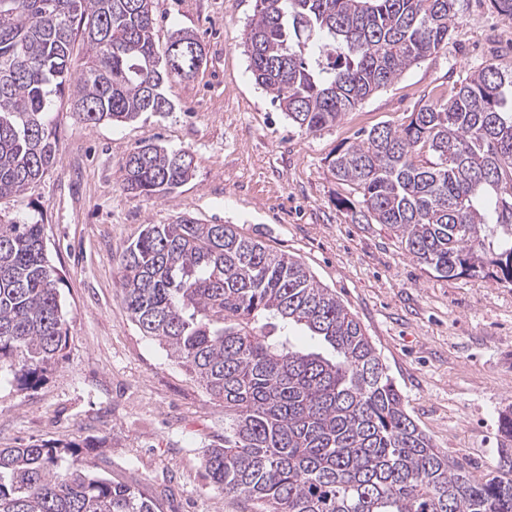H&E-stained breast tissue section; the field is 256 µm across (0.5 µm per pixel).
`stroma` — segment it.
<instances>
[{
	"label": "stroma",
	"mask_w": 512,
	"mask_h": 512,
	"mask_svg": "<svg viewBox=\"0 0 512 512\" xmlns=\"http://www.w3.org/2000/svg\"><path fill=\"white\" fill-rule=\"evenodd\" d=\"M255 0H154V37H198L204 63L167 84L171 112L87 124L61 103L47 113L57 161L0 218L44 226L68 338L58 367L28 389L0 381V448L76 442L156 512H253L210 488L208 448L224 439V405L144 336L119 286L118 257L148 224H226L300 260L359 321L418 427L474 477L512 442L498 413L512 404V285L445 279L418 264L381 224H357L328 166L358 132L407 123L425 103L488 64L512 67V21L490 0H464L447 47L376 91L336 125L308 133L256 85L244 51ZM194 158L165 197L124 190V163L145 139Z\"/></svg>",
	"instance_id": "35a3bbf8"
}]
</instances>
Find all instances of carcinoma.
Segmentation results:
<instances>
[{
  "label": "carcinoma",
  "instance_id": "1",
  "mask_svg": "<svg viewBox=\"0 0 512 512\" xmlns=\"http://www.w3.org/2000/svg\"><path fill=\"white\" fill-rule=\"evenodd\" d=\"M154 0H0V199L53 166L55 99L87 124L173 108L165 86L203 63L197 37L154 39ZM461 0H256L245 33L255 83L307 132L448 45ZM86 50L76 62L74 46ZM330 171L441 278L512 283V68L489 65L449 97L377 126ZM124 189L166 196L194 172L185 150L145 141ZM132 319L224 402V445L207 450L212 486L261 512H512V467L480 479L435 448L354 314L296 258L224 224H148L119 255ZM44 225L0 219V375L28 387L59 364L67 332ZM299 328L327 358L293 345ZM498 430L512 439V406ZM113 484L80 445L0 448V512H155Z\"/></svg>",
  "mask_w": 512,
  "mask_h": 512
}]
</instances>
